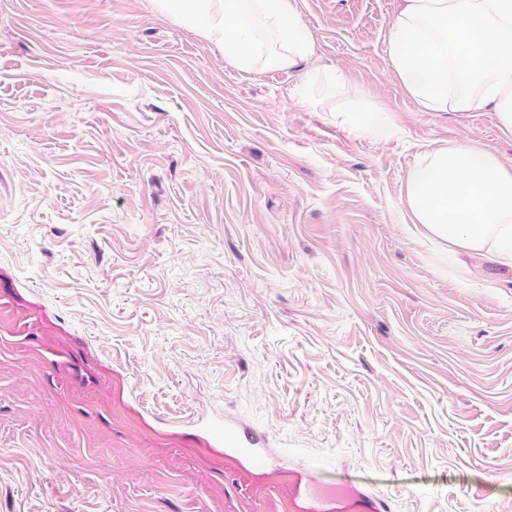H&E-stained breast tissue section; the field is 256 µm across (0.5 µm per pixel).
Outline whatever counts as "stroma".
Listing matches in <instances>:
<instances>
[{"mask_svg": "<svg viewBox=\"0 0 512 512\" xmlns=\"http://www.w3.org/2000/svg\"><path fill=\"white\" fill-rule=\"evenodd\" d=\"M295 5L314 62L244 74L152 0H0V512H286L310 476L512 512V275L404 202L424 147L512 133L404 93L400 0ZM367 96L390 129L338 118ZM199 428L211 439L219 444H228L234 448L235 453L248 460L255 469H266L269 466V459L254 437L244 439L238 434V430L233 425L224 422V418L214 417L198 421Z\"/></svg>", "mask_w": 512, "mask_h": 512, "instance_id": "1", "label": "stroma"}]
</instances>
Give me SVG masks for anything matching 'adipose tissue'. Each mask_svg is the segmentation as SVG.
Masks as SVG:
<instances>
[{"label":"adipose tissue","instance_id":"1","mask_svg":"<svg viewBox=\"0 0 512 512\" xmlns=\"http://www.w3.org/2000/svg\"><path fill=\"white\" fill-rule=\"evenodd\" d=\"M240 72L316 57L294 0H154ZM390 67L424 112L493 107L512 132V0H403L387 35ZM415 234L453 257L488 252L512 269V165L470 142L423 150L405 182Z\"/></svg>","mask_w":512,"mask_h":512}]
</instances>
